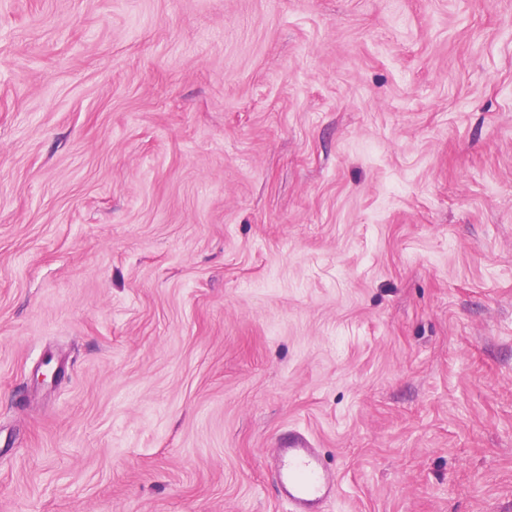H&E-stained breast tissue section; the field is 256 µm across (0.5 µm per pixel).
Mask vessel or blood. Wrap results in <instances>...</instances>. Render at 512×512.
Instances as JSON below:
<instances>
[{
  "instance_id": "obj_1",
  "label": "vessel or blood",
  "mask_w": 512,
  "mask_h": 512,
  "mask_svg": "<svg viewBox=\"0 0 512 512\" xmlns=\"http://www.w3.org/2000/svg\"><path fill=\"white\" fill-rule=\"evenodd\" d=\"M280 456L281 497L291 512H324L325 503L338 495L340 485L329 481L316 450L306 440L293 438Z\"/></svg>"
}]
</instances>
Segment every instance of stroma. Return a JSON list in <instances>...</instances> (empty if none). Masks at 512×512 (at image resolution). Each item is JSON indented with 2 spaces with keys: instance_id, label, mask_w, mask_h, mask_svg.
Segmentation results:
<instances>
[{
  "instance_id": "obj_1",
  "label": "stroma",
  "mask_w": 512,
  "mask_h": 512,
  "mask_svg": "<svg viewBox=\"0 0 512 512\" xmlns=\"http://www.w3.org/2000/svg\"><path fill=\"white\" fill-rule=\"evenodd\" d=\"M297 432L512 512V0H0V512H283Z\"/></svg>"
}]
</instances>
